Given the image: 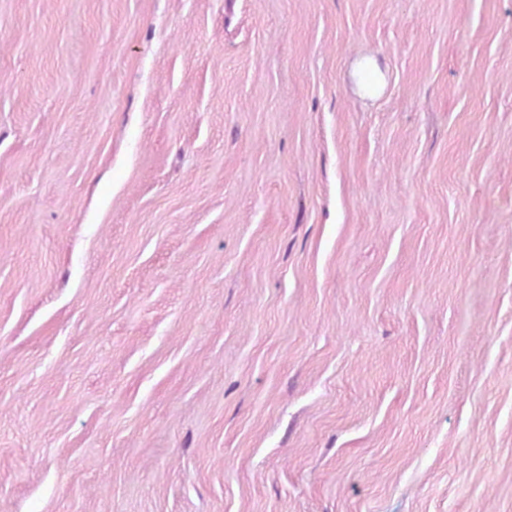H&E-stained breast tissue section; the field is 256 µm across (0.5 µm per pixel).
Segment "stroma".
<instances>
[{"label": "stroma", "instance_id": "35a3bbf8", "mask_svg": "<svg viewBox=\"0 0 512 512\" xmlns=\"http://www.w3.org/2000/svg\"><path fill=\"white\" fill-rule=\"evenodd\" d=\"M0 512H512V0H0Z\"/></svg>", "mask_w": 512, "mask_h": 512}]
</instances>
